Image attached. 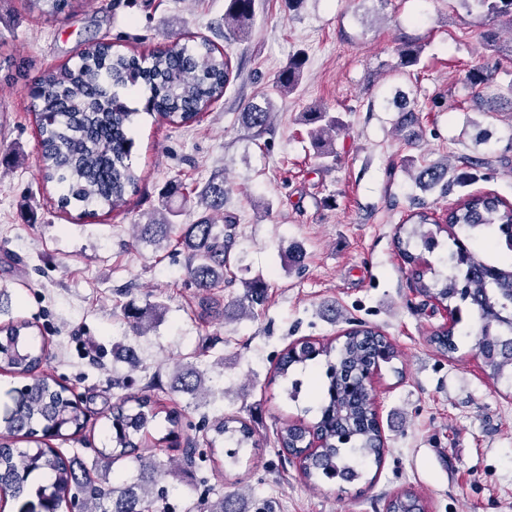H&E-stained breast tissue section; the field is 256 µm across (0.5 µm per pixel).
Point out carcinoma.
<instances>
[{
	"label": "carcinoma",
	"mask_w": 512,
	"mask_h": 512,
	"mask_svg": "<svg viewBox=\"0 0 512 512\" xmlns=\"http://www.w3.org/2000/svg\"><path fill=\"white\" fill-rule=\"evenodd\" d=\"M78 0H26L30 12L56 17L77 7ZM467 9L506 27L512 33V0H457ZM254 0H228L224 31L243 38L250 32ZM425 46L404 43L398 48L400 66L419 64ZM306 56L298 52L276 79L282 95L293 93L302 79ZM11 82L26 72L25 61L0 56V72ZM232 75L228 56L217 53L211 40L202 38L192 45L174 43L145 56L122 52L107 42H88L77 60L47 68L29 87L39 118V168L44 184L61 189L58 205L91 213L90 207L110 210L126 202L140 177L130 162L133 140L129 135L135 116L143 111L171 124L185 125L224 96ZM269 108L250 104L241 113L242 124L254 138L271 124ZM321 164L336 163L333 147L343 120L325 106L302 115ZM470 174H449L448 165L430 164L419 169L415 181L425 190L436 187L446 193ZM228 194L222 174L210 176L197 192L198 213L189 224L180 225V241L188 251L186 270L195 286L207 292L224 281L234 242L237 217L224 212ZM177 211L162 202L141 234L155 245L169 242ZM497 226L512 250V206L498 196L469 194L440 219L425 202L415 203L408 222L398 225L394 246L404 262L416 268L411 275L418 294L459 314L461 307L477 311L478 328L471 351L482 360L487 376L498 382H512V261L490 257L471 246ZM456 227L448 248V269L422 260L413 249L422 246L432 253L441 243L438 235ZM267 298L265 283L244 282V293L233 301L240 314H252ZM135 333L147 332L152 311L134 305L125 307ZM455 323L442 327L431 337L437 352L451 356L458 351ZM35 325L24 319L0 324V374L29 379L16 391L12 405L0 416V485L11 492L20 512L36 505L40 512H61L72 506L79 512H165L163 491L158 488L162 463L141 449L142 433L159 414L148 395L126 398L112 406L108 445L97 451L88 470L76 459L37 439L61 437L63 431L81 433L86 416L68 395V389L41 371L45 348L35 349L27 340ZM395 346L378 330L353 328L334 343H308L285 348L277 362L276 375L288 378L295 367L324 361L326 382L318 393L316 421L287 425L278 442L289 462L308 481L336 477L347 483L366 477L370 466H380L384 452L381 430L373 419L369 394L362 384L364 372L380 361L398 359ZM177 390L196 395L204 390V372L192 365L177 367ZM210 450L223 441L232 445L224 461L234 466L240 451L256 447L253 429L242 419L228 416L210 427ZM321 447L308 452L311 434ZM24 438L33 448L15 446ZM129 460L138 468L136 480L115 487L110 482L112 465ZM239 492L226 493L200 504V512H242ZM426 505L409 490H400L386 502V512H425Z\"/></svg>",
	"instance_id": "carcinoma-1"
}]
</instances>
